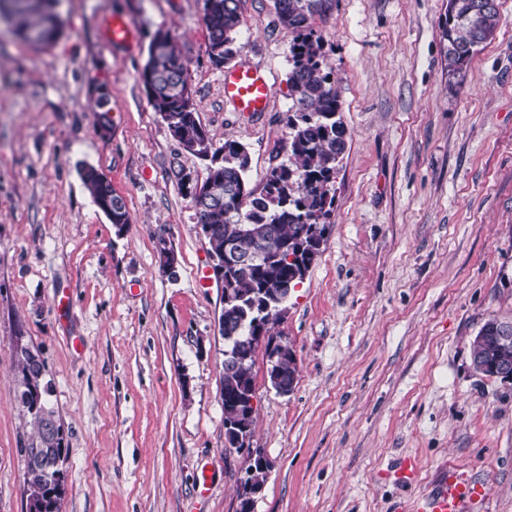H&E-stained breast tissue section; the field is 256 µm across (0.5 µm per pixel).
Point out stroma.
<instances>
[{"instance_id": "stroma-1", "label": "stroma", "mask_w": 512, "mask_h": 512, "mask_svg": "<svg viewBox=\"0 0 512 512\" xmlns=\"http://www.w3.org/2000/svg\"><path fill=\"white\" fill-rule=\"evenodd\" d=\"M448 80V0H332L312 26L348 146L321 252L278 326L297 355L277 393L257 349L252 449L270 468L250 512H417L447 468L482 484L472 512H512V381L472 365L512 319V0ZM62 34L0 30V512H26L32 430L15 344L38 349L66 435L60 512H239L244 453L224 445V289L179 174L203 182L141 79L157 31L178 45L214 146H245L261 191L284 158L295 34L273 0H241L232 65L264 70L267 111L233 112L207 52L203 0H60ZM133 44L104 38L112 15ZM112 105L101 135L97 88ZM104 173L130 216L116 234L82 181ZM179 260L163 273L155 237ZM414 461L412 482L397 470Z\"/></svg>"}]
</instances>
